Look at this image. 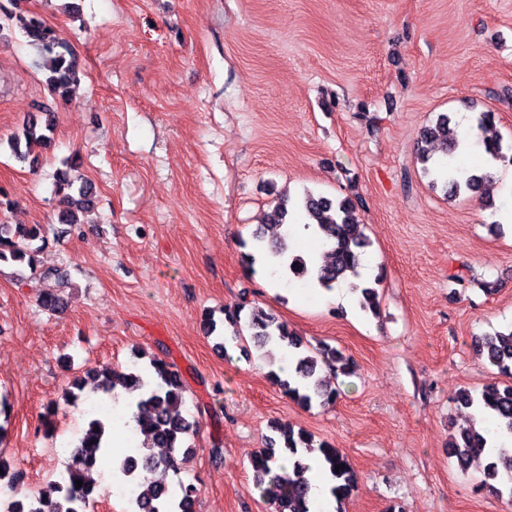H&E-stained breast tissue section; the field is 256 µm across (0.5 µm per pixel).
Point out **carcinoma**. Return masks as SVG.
<instances>
[{
  "mask_svg": "<svg viewBox=\"0 0 512 512\" xmlns=\"http://www.w3.org/2000/svg\"><path fill=\"white\" fill-rule=\"evenodd\" d=\"M23 2L25 0L0 2V16L16 21L30 45L38 50L40 68L45 73L50 93L60 101L69 100L81 81L79 65L60 33L47 25L41 14L22 6ZM475 121L479 134L483 135L479 143L486 155L498 162L511 163L512 144L503 145L499 136H484L495 124V113L480 112ZM53 134L51 119L42 121L32 116L7 141V146L17 160L33 165L39 161V157L32 154L33 147L51 146ZM437 144L446 159L435 158ZM469 148V138L445 113L438 115L436 121L421 132L416 159L424 172L432 176V184H441L450 200L467 193L476 195L493 180L488 170L461 168L450 161ZM63 166L54 180L53 195L58 204V223L66 226L64 232L70 233L83 224L80 214L94 206L96 195L91 183L77 174L78 154L66 158ZM356 210V204L349 197L331 198L312 192L291 196L283 191L267 213V224L256 226L250 239L242 242L244 273L255 275L259 265L269 270L270 277L277 283L288 284L295 278L325 292L347 283L360 294V311L378 316L377 288L365 282L349 281L359 276L361 260L371 247ZM297 213L305 217L306 226L314 227L323 245L328 247L325 263L315 264L297 253L286 233L267 238L266 225L286 227ZM52 239L58 240L59 235H49L44 224H0V265L17 268L20 279L25 277L26 270L32 275L55 279L57 290L39 299L41 308L54 313L63 307L59 291L70 287L71 282L67 272L40 264V255ZM224 321L233 327L232 335L221 337L218 343L224 351L230 343L241 346L247 337L259 350L275 346L288 349L295 361L294 371L284 378L271 370L268 377L286 397L304 407L314 401L330 405L339 396L338 390L323 385L321 371L336 377L354 373L352 358L341 350L327 343L309 346L286 322L245 297L224 309ZM475 344L477 352L485 356L499 374L507 377L508 382L488 383L479 392L461 388L453 396L454 403L468 410L470 415L468 426L448 443V457L456 459L461 468L488 444L478 427L477 416L496 422L505 437H512V328L482 335L475 339ZM88 376L91 388L102 400L117 401L115 388L118 385L134 396L133 416L142 421L140 431L145 435L136 453L137 469L129 467L126 455L112 460V472L120 473L124 483L136 488L135 496L130 499L132 512H196L198 489L194 484H180V493L174 495L168 492L165 482L156 477L160 470L180 471L192 452L191 447L184 446L196 426L183 412L186 385L182 372L166 358L151 355L148 362L135 364L125 371L119 368L90 370ZM269 431L264 447L254 454L250 465L254 487L275 505L276 512H309L307 473L316 464L332 481L331 494L337 504L351 497L357 488V477L341 449L327 441H316L312 434L290 422L274 420ZM111 434L112 417L100 411L86 413L81 436L75 449L70 451L67 480L51 482L47 493L41 491L27 496V505L19 500L10 503L6 512H84L94 500V488L83 482L85 468L110 455ZM156 448H164L166 452L157 454ZM22 479L23 474L11 469L8 460L0 454V481H6L5 487L16 494ZM78 480L82 481L79 488L76 487ZM476 490L498 497L506 494L512 505V447L503 443L488 457Z\"/></svg>",
  "mask_w": 512,
  "mask_h": 512,
  "instance_id": "1",
  "label": "carcinoma"
}]
</instances>
